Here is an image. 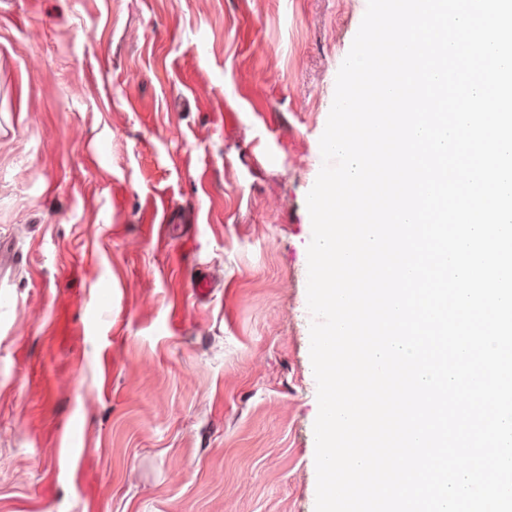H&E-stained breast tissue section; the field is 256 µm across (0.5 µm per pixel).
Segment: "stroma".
<instances>
[{"label": "stroma", "instance_id": "1", "mask_svg": "<svg viewBox=\"0 0 512 512\" xmlns=\"http://www.w3.org/2000/svg\"><path fill=\"white\" fill-rule=\"evenodd\" d=\"M367 0H0V512H315L308 192Z\"/></svg>", "mask_w": 512, "mask_h": 512}]
</instances>
